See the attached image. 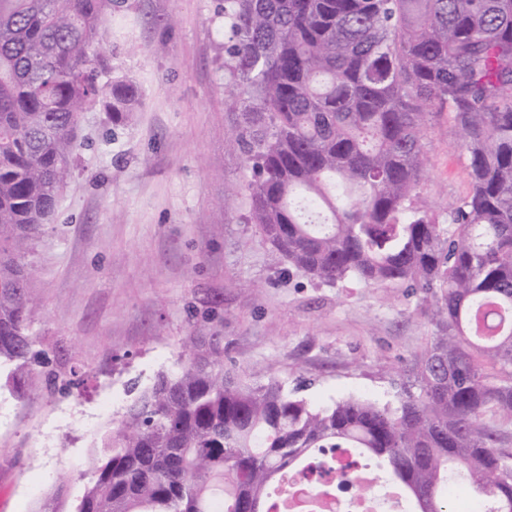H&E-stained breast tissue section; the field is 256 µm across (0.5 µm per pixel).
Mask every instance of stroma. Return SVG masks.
Here are the masks:
<instances>
[{
    "label": "stroma",
    "mask_w": 512,
    "mask_h": 512,
    "mask_svg": "<svg viewBox=\"0 0 512 512\" xmlns=\"http://www.w3.org/2000/svg\"><path fill=\"white\" fill-rule=\"evenodd\" d=\"M218 7L127 0L112 17L139 109L119 124L86 113L83 146L29 257L30 331L80 386L51 394L37 376L21 399L0 388V512H39L60 488L68 512L96 440L119 424L134 387L177 369L190 333L217 331L225 368L278 380L316 406L394 401L430 342L421 295L287 274L238 223L242 200L224 193L241 168L225 148L234 117ZM426 138L421 191L444 212L469 192L468 160L448 113Z\"/></svg>",
    "instance_id": "35a3bbf8"
}]
</instances>
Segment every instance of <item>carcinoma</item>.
<instances>
[{
	"label": "carcinoma",
	"mask_w": 512,
	"mask_h": 512,
	"mask_svg": "<svg viewBox=\"0 0 512 512\" xmlns=\"http://www.w3.org/2000/svg\"><path fill=\"white\" fill-rule=\"evenodd\" d=\"M118 0H0V373L66 390L30 332L28 257L50 223L86 112L140 103L107 43ZM226 147L246 174L237 223L323 285L424 294L429 347L397 403L315 407L224 368L188 336L103 433L72 512H273L274 484L334 452L370 457L412 512H452L448 470L512 512V0H222ZM447 112L470 190L446 213L421 195L432 115Z\"/></svg>",
	"instance_id": "obj_1"
}]
</instances>
